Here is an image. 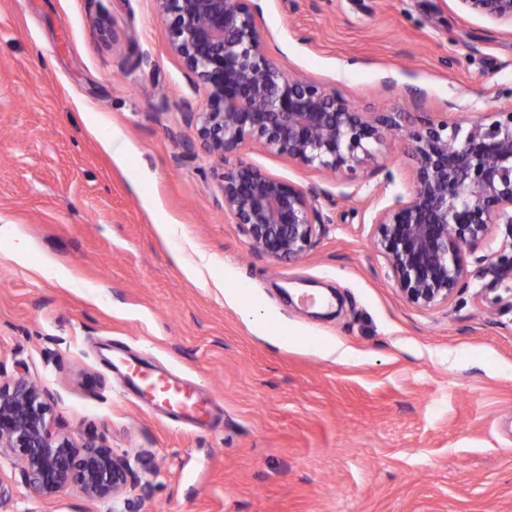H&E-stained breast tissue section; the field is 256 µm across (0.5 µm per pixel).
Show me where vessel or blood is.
Returning a JSON list of instances; mask_svg holds the SVG:
<instances>
[{"label": "vessel or blood", "instance_id": "b4317fda", "mask_svg": "<svg viewBox=\"0 0 512 512\" xmlns=\"http://www.w3.org/2000/svg\"><path fill=\"white\" fill-rule=\"evenodd\" d=\"M125 385L134 394H150L154 404L172 415L197 417L196 402L190 391L170 379H162L143 366L128 365L124 368Z\"/></svg>", "mask_w": 512, "mask_h": 512}]
</instances>
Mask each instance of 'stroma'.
<instances>
[{
	"label": "stroma",
	"mask_w": 512,
	"mask_h": 512,
	"mask_svg": "<svg viewBox=\"0 0 512 512\" xmlns=\"http://www.w3.org/2000/svg\"><path fill=\"white\" fill-rule=\"evenodd\" d=\"M259 4L288 71L400 113L356 177L251 140L210 155L181 114L204 91L155 0H0V371L47 385L64 432L128 457L127 512H512V277L473 260L468 288L417 308L371 222L411 188L405 128L512 107V23L458 0ZM242 163L330 217L301 261L252 253L225 215ZM116 356L190 385L210 423L126 395ZM0 480L11 512L108 509L73 486L30 498L5 454Z\"/></svg>",
	"instance_id": "obj_1"
}]
</instances>
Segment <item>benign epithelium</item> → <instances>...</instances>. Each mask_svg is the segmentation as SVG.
I'll use <instances>...</instances> for the list:
<instances>
[{"mask_svg": "<svg viewBox=\"0 0 512 512\" xmlns=\"http://www.w3.org/2000/svg\"><path fill=\"white\" fill-rule=\"evenodd\" d=\"M470 14L512 22V0H458ZM169 44L205 108L185 104L214 156L250 139L305 168L357 173L372 144L401 128L397 113L353 111L336 91L293 74L266 52L258 0H156ZM413 187L372 217L373 242L407 302L431 309L468 287V257L496 278L512 275V256L493 248L512 241V108L465 125L425 119L411 127ZM224 214L250 248L296 262L327 232L306 188L248 165L224 171ZM54 394L25 376L0 380V450L11 454L33 499L76 486L89 499L117 505L138 484L129 463L93 438L78 442L53 414Z\"/></svg>", "mask_w": 512, "mask_h": 512, "instance_id": "obj_1", "label": "benign epithelium"}]
</instances>
